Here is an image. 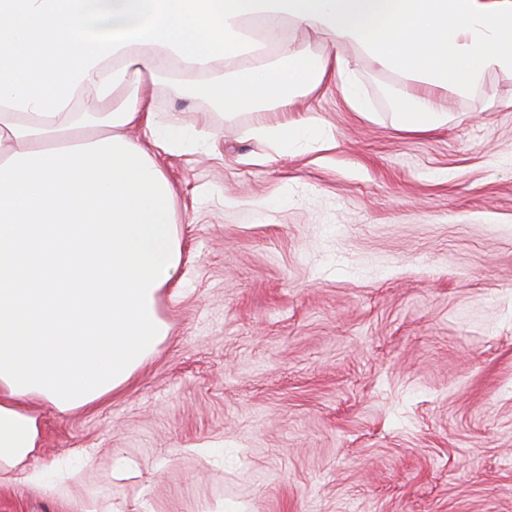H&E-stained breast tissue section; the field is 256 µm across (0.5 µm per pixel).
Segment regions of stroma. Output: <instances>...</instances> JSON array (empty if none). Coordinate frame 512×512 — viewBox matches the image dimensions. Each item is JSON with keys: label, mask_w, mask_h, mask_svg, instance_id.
<instances>
[{"label": "stroma", "mask_w": 512, "mask_h": 512, "mask_svg": "<svg viewBox=\"0 0 512 512\" xmlns=\"http://www.w3.org/2000/svg\"><path fill=\"white\" fill-rule=\"evenodd\" d=\"M315 92L329 147L279 151L171 64L144 78L162 122L214 135L158 154L176 188L169 334L120 392L40 409L31 463L72 458L63 496L0 486V512H512V74L397 127ZM220 441L223 460L190 452ZM133 460L116 479V458Z\"/></svg>", "instance_id": "1"}]
</instances>
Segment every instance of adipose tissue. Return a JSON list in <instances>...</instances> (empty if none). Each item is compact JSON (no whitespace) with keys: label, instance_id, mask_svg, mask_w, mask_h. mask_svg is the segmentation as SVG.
Returning a JSON list of instances; mask_svg holds the SVG:
<instances>
[{"label":"adipose tissue","instance_id":"ef3b65f1","mask_svg":"<svg viewBox=\"0 0 512 512\" xmlns=\"http://www.w3.org/2000/svg\"><path fill=\"white\" fill-rule=\"evenodd\" d=\"M294 29L318 31L326 52ZM247 55L259 66L231 73ZM359 58L402 84L400 126L438 129L448 95L512 73V0H0V484L19 473L62 494L29 464L36 405L65 413L120 391L169 331L158 300L180 268L177 192L155 155L191 143L158 126L133 74L176 60L208 74L203 94L229 115L262 112L253 135L285 149L320 130L289 119L295 96L333 86L368 112ZM87 90L98 119L65 134Z\"/></svg>","mask_w":512,"mask_h":512}]
</instances>
